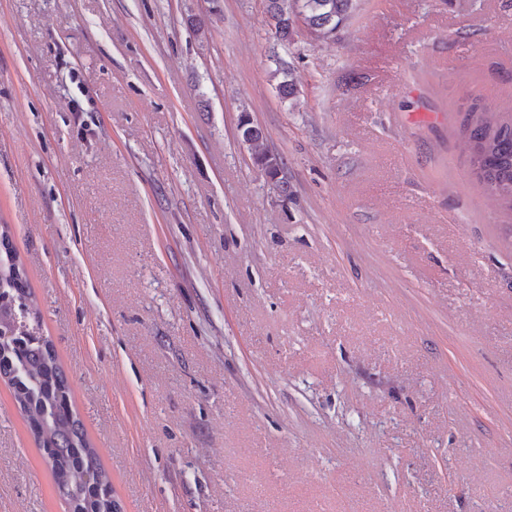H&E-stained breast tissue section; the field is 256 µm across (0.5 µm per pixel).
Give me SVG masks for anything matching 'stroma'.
Instances as JSON below:
<instances>
[{"label":"stroma","instance_id":"obj_1","mask_svg":"<svg viewBox=\"0 0 512 512\" xmlns=\"http://www.w3.org/2000/svg\"><path fill=\"white\" fill-rule=\"evenodd\" d=\"M271 43L264 0H0V224L116 499L512 512V217L462 149L512 0ZM0 512H68L1 380ZM237 131L241 140L249 143L253 166L264 172L282 196H288V181L284 177H279L283 173V164L280 157L264 145L262 129L254 125L251 120H245L243 114L239 120Z\"/></svg>","mask_w":512,"mask_h":512}]
</instances>
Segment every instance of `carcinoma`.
I'll return each mask as SVG.
<instances>
[{"mask_svg":"<svg viewBox=\"0 0 512 512\" xmlns=\"http://www.w3.org/2000/svg\"><path fill=\"white\" fill-rule=\"evenodd\" d=\"M272 38L278 45L292 42L296 25L303 24L318 39H327L351 18L359 0H264ZM274 74L284 75L277 85L284 100L296 97L290 65L275 59ZM242 141L249 143L253 166L264 172L284 197L288 181L281 177L279 156L264 145L262 129L240 118ZM465 146L477 176L492 196L512 212V117L496 112L475 115ZM0 286L9 290L13 306L0 308L10 318L20 340L0 343V378L7 381L39 449L55 488L70 512H113L112 481L91 444L77 411L70 402V386L55 347L41 332L40 312L28 286L25 270L10 243L8 230L0 231Z\"/></svg>","mask_w":512,"mask_h":512,"instance_id":"cac0c4a2","label":"carcinoma"}]
</instances>
